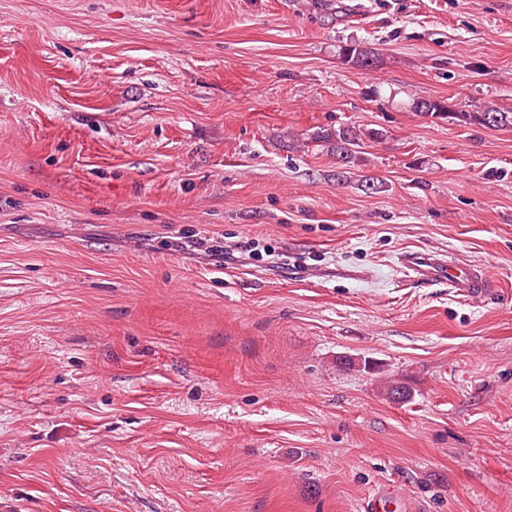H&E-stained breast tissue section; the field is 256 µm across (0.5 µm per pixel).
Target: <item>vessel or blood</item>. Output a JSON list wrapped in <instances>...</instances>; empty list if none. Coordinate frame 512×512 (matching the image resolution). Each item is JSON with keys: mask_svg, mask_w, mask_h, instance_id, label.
I'll return each mask as SVG.
<instances>
[{"mask_svg": "<svg viewBox=\"0 0 512 512\" xmlns=\"http://www.w3.org/2000/svg\"><path fill=\"white\" fill-rule=\"evenodd\" d=\"M401 263L413 279L424 283H445L465 300H485L490 276L484 267L459 264L439 255L408 251ZM361 512H417L413 502L400 496L390 486H378L369 492L360 505Z\"/></svg>", "mask_w": 512, "mask_h": 512, "instance_id": "vessel-or-blood-1", "label": "vessel or blood"}]
</instances>
